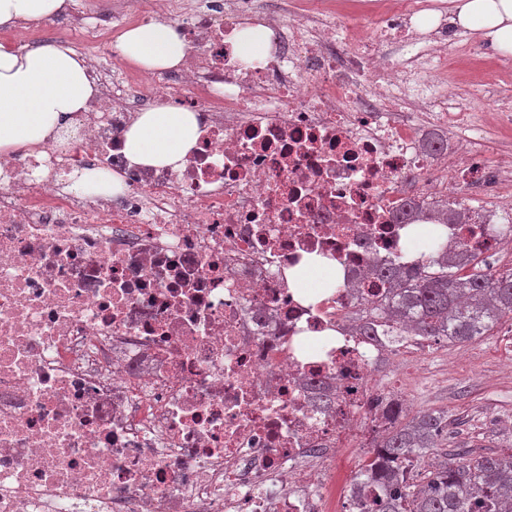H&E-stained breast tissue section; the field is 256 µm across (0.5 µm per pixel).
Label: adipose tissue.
Instances as JSON below:
<instances>
[{
  "mask_svg": "<svg viewBox=\"0 0 512 512\" xmlns=\"http://www.w3.org/2000/svg\"><path fill=\"white\" fill-rule=\"evenodd\" d=\"M64 0H0V25L40 20ZM455 20L479 31L503 53H512V0H455ZM118 48L147 72L179 68L189 47L173 25L149 21L127 29ZM98 94L84 61L58 45L16 50L0 45V154L41 145L61 120L84 111ZM125 154L147 166L179 167L198 138L195 113L162 102L142 112L125 135Z\"/></svg>",
  "mask_w": 512,
  "mask_h": 512,
  "instance_id": "adipose-tissue-1",
  "label": "adipose tissue"
}]
</instances>
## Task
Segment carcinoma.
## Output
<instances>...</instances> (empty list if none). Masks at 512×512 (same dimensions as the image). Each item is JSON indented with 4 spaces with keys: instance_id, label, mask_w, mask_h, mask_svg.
<instances>
[{
    "instance_id": "cac0c4a2",
    "label": "carcinoma",
    "mask_w": 512,
    "mask_h": 512,
    "mask_svg": "<svg viewBox=\"0 0 512 512\" xmlns=\"http://www.w3.org/2000/svg\"><path fill=\"white\" fill-rule=\"evenodd\" d=\"M421 257L415 270L398 264L374 270L387 291L357 306L355 332L380 335L390 347L405 336L464 344L512 318V274L477 272L478 256L435 241ZM382 414L387 426L350 489L361 512H512V454L469 459L449 453L428 464L418 488L413 470L448 428V413L420 411L409 419L395 398Z\"/></svg>"
}]
</instances>
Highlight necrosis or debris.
Here are the masks:
<instances>
[{"label":"necrosis or debris","instance_id":"obj_1","mask_svg":"<svg viewBox=\"0 0 512 512\" xmlns=\"http://www.w3.org/2000/svg\"><path fill=\"white\" fill-rule=\"evenodd\" d=\"M157 18L189 68L112 83L113 24ZM59 20L100 94L65 139L0 157V512H356L329 474L384 428L395 358L347 326L384 291L373 265L414 259L395 216L512 185L466 140L422 146V119H470L422 82L461 41L443 0H361L340 25L325 0H75ZM252 26L269 44L249 63ZM392 40L420 61L382 58ZM164 99L197 114V145L132 164L124 133ZM90 171L121 191L78 188ZM440 233L512 245L488 218ZM311 255L341 275L316 301L287 277ZM239 38L237 46L243 59L253 60L264 55L268 43V35L264 28L247 29Z\"/></svg>","mask_w":512,"mask_h":512}]
</instances>
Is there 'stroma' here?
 I'll return each instance as SVG.
<instances>
[{
	"mask_svg": "<svg viewBox=\"0 0 512 512\" xmlns=\"http://www.w3.org/2000/svg\"><path fill=\"white\" fill-rule=\"evenodd\" d=\"M465 36L470 53L438 68L429 87H456L478 124L477 147L494 161L512 154V127L499 125L495 111L498 101L512 102V65L481 33ZM383 381L410 412L446 411L452 430L468 444L467 457L512 452V318L481 340L420 346Z\"/></svg>",
	"mask_w": 512,
	"mask_h": 512,
	"instance_id": "obj_1",
	"label": "stroma"
}]
</instances>
